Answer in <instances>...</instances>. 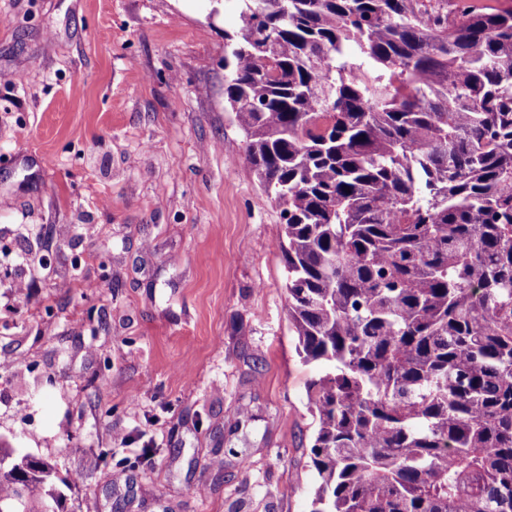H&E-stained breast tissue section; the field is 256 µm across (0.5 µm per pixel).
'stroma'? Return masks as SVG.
<instances>
[{
  "mask_svg": "<svg viewBox=\"0 0 512 512\" xmlns=\"http://www.w3.org/2000/svg\"><path fill=\"white\" fill-rule=\"evenodd\" d=\"M239 13L0 0V435L64 512H310L320 369L224 98Z\"/></svg>",
  "mask_w": 512,
  "mask_h": 512,
  "instance_id": "35a3bbf8",
  "label": "stroma"
}]
</instances>
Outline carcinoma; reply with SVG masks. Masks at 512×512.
<instances>
[{"mask_svg":"<svg viewBox=\"0 0 512 512\" xmlns=\"http://www.w3.org/2000/svg\"><path fill=\"white\" fill-rule=\"evenodd\" d=\"M224 70L322 367L311 512H512V5L241 0ZM56 498L0 440V512Z\"/></svg>","mask_w":512,"mask_h":512,"instance_id":"cac0c4a2","label":"carcinoma"}]
</instances>
